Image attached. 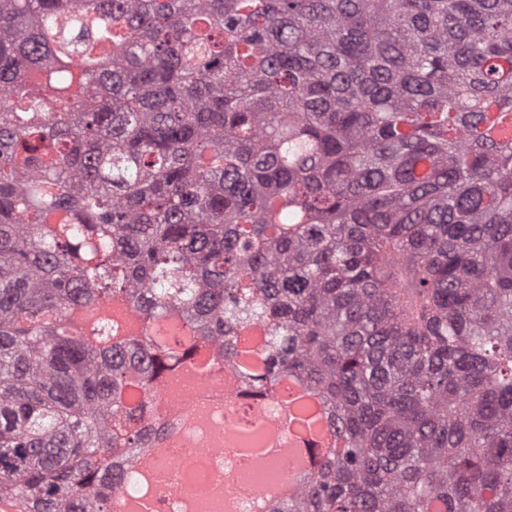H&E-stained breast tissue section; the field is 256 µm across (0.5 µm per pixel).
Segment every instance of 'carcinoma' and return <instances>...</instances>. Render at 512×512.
Listing matches in <instances>:
<instances>
[{"label":"carcinoma","mask_w":512,"mask_h":512,"mask_svg":"<svg viewBox=\"0 0 512 512\" xmlns=\"http://www.w3.org/2000/svg\"><path fill=\"white\" fill-rule=\"evenodd\" d=\"M511 114L512 0H0V503L149 495L205 355L327 417L270 512H512ZM182 442V443H180ZM188 447L192 446L189 442H185L184 439H177L174 436L169 442L162 444L160 447L152 448L147 452L139 463V470L142 476L147 482L152 483L154 480L160 478V472L158 470V463L163 457H165L167 448L170 447Z\"/></svg>","instance_id":"carcinoma-1"}]
</instances>
